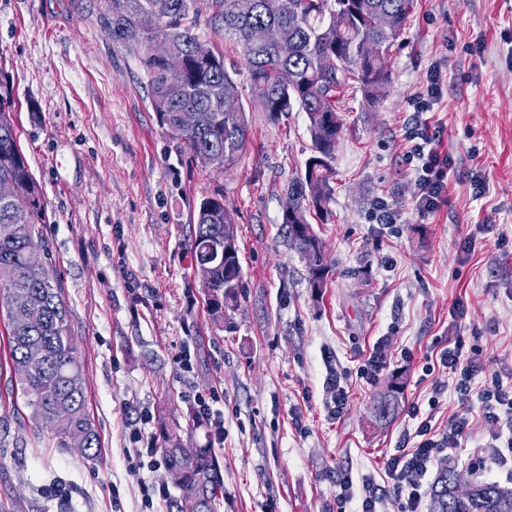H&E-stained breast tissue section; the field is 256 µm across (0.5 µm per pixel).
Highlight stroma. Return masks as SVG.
I'll return each mask as SVG.
<instances>
[{
	"mask_svg": "<svg viewBox=\"0 0 512 512\" xmlns=\"http://www.w3.org/2000/svg\"><path fill=\"white\" fill-rule=\"evenodd\" d=\"M97 8L0 0V67L46 209L40 251L62 283L101 440L94 457L57 447L0 373V512H143L146 483L164 489L154 510L167 512L179 491L165 468L131 471L134 434L159 438L164 422L186 447L204 446L192 396L215 388L218 512H355L338 484L383 476L414 431L410 405L448 379L432 367L436 341L464 336L486 375L512 369V0H414L384 96H346L329 216L313 222L329 268L318 295L281 233L283 189L312 154L304 113H250L234 167L195 165L158 126L136 54L112 44ZM438 62L447 79L434 120L460 173L447 205L423 216L403 126ZM217 189L235 214L243 283L224 331L185 250L197 204ZM379 201L397 211L395 227L373 223ZM374 349L386 368L369 381L357 369ZM333 367L348 390L338 417L324 385ZM396 374L403 394L383 424L373 406ZM492 431L475 417L450 455L463 478L496 481L471 466L475 452L492 459Z\"/></svg>",
	"mask_w": 512,
	"mask_h": 512,
	"instance_id": "1",
	"label": "stroma"
}]
</instances>
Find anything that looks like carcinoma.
<instances>
[{
	"label": "carcinoma",
	"mask_w": 512,
	"mask_h": 512,
	"mask_svg": "<svg viewBox=\"0 0 512 512\" xmlns=\"http://www.w3.org/2000/svg\"><path fill=\"white\" fill-rule=\"evenodd\" d=\"M99 23H112V42L137 51L147 80L148 96L159 126L185 149L192 160L205 166L214 152L224 153L225 167L234 166L248 140L246 113L258 96L268 100L267 115L276 119L293 109L305 113L313 142V154L304 171L285 188L282 230L288 243L306 265L310 287L320 291L328 275L322 240L312 227L321 218L333 193V151L342 132L338 107L350 88L374 102L389 83L386 53L405 29L413 0H282V10L271 15L263 0H99ZM210 21L224 28L242 50L249 93L243 94L235 65H226L224 54L200 62L194 48L199 7ZM144 12L158 16L149 31L137 25ZM390 13L396 21L392 32L380 30L376 17ZM261 27H274L292 43L286 59L274 48L255 40ZM168 39L173 51L186 60L185 70L173 75L166 63L149 54L150 44ZM337 67H325L327 58ZM294 72L295 82H279V72ZM10 78L0 68V180L15 182L18 194L0 199V316L11 317L15 304L26 302L37 319L17 327L7 322L6 336L10 381L27 398L32 418L52 434L60 448H79L89 455L99 448V434L86 406L84 367L80 343L71 326L69 308L58 278L46 270L26 269V254L46 223L41 187L29 170L21 149L12 111ZM194 109L197 128L182 132L179 113ZM238 241L235 218L224 203V194L203 198L194 215L188 242L191 263H212L210 282L203 286L211 319L229 323L242 287L239 246L224 255V241ZM402 382L395 380L377 402L379 420L388 421L398 409ZM160 452L166 471L180 494L170 512H216L224 477L215 450L208 445L187 456L180 434L162 427ZM455 468L443 466L431 488V502L442 512H512V488L495 482H478L467 500L452 496Z\"/></svg>",
	"instance_id": "obj_1"
}]
</instances>
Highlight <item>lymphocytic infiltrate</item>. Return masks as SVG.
I'll return each instance as SVG.
<instances>
[{
	"label": "lymphocytic infiltrate",
	"instance_id": "lymphocytic-infiltrate-1",
	"mask_svg": "<svg viewBox=\"0 0 512 512\" xmlns=\"http://www.w3.org/2000/svg\"><path fill=\"white\" fill-rule=\"evenodd\" d=\"M443 75L441 67H433L424 94L412 103L413 113L404 130L411 149L406 154L419 195L415 201L421 214H430L448 203V178L455 171L451 155L442 148L444 131L431 126L426 118L441 98ZM438 364L448 372V386H435L429 399L437 405L445 389H453L458 409L443 428H435L431 418L421 417L419 406H411L408 415L416 420L412 434L414 446L393 454L385 469L384 482L363 477L354 485L351 477L339 483V502L358 500L359 512H377L383 499H391L396 512H422L427 495V481L434 468L442 464L463 437L473 430L472 412L481 410L484 420L495 424L490 445L496 468L512 477V388L503 386L499 378L483 385L475 379L483 369L478 349L467 347L464 337L454 336L438 353Z\"/></svg>",
	"mask_w": 512,
	"mask_h": 512
}]
</instances>
